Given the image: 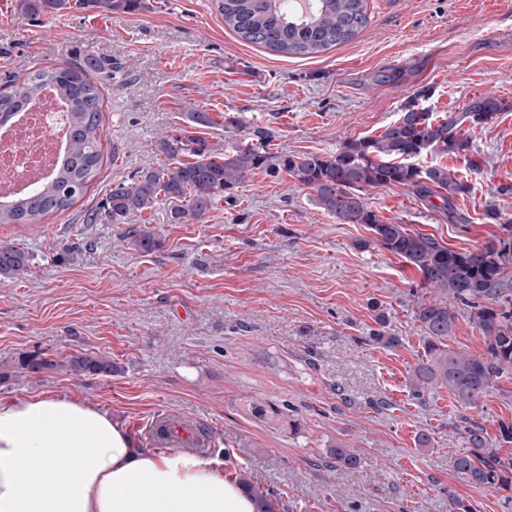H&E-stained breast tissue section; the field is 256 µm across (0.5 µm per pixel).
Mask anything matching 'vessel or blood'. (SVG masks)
I'll return each mask as SVG.
<instances>
[{
	"label": "vessel or blood",
	"mask_w": 512,
	"mask_h": 512,
	"mask_svg": "<svg viewBox=\"0 0 512 512\" xmlns=\"http://www.w3.org/2000/svg\"><path fill=\"white\" fill-rule=\"evenodd\" d=\"M145 432L152 445L161 449L176 448L205 455L215 445L208 428L168 411L155 414Z\"/></svg>",
	"instance_id": "1"
}]
</instances>
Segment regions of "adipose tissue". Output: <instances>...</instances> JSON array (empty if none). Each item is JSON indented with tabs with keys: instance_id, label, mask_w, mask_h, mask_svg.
<instances>
[{
	"instance_id": "ef3b65f1",
	"label": "adipose tissue",
	"mask_w": 512,
	"mask_h": 512,
	"mask_svg": "<svg viewBox=\"0 0 512 512\" xmlns=\"http://www.w3.org/2000/svg\"><path fill=\"white\" fill-rule=\"evenodd\" d=\"M197 456L134 445L101 410L50 394L0 401V512H254Z\"/></svg>"
}]
</instances>
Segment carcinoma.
I'll list each match as a JSON object with an SVG mask.
<instances>
[{
	"label": "carcinoma",
	"mask_w": 512,
	"mask_h": 512,
	"mask_svg": "<svg viewBox=\"0 0 512 512\" xmlns=\"http://www.w3.org/2000/svg\"><path fill=\"white\" fill-rule=\"evenodd\" d=\"M36 16L59 15L77 7L100 15L132 12L143 0H20ZM224 25L242 40L285 55L307 56L324 52L355 38L368 24L367 0H307L296 8L292 0H215ZM112 68L87 56L38 71L31 80L0 94V129L13 123L47 89L67 111L64 120L69 138L51 175L26 191L0 198V224H36L50 214L76 203L96 178L102 162L103 100L95 75ZM504 111L492 94L471 98L461 113L437 119L407 105L399 117L375 136L348 139L334 155L313 152L273 151L267 131L257 128L238 143L218 146L183 128L162 136L158 151L166 163L148 167L134 181L112 188L105 217L122 224L127 216L153 207L170 205L174 224L200 221L225 195L235 193L248 175L257 170L312 191V200L341 224H363L373 232L372 241L403 259L421 274L423 286L435 297L415 310L413 318L426 339V359L411 373L415 397L434 386L448 389L464 407L477 410L497 385L512 372V238L497 239L472 251L460 252L433 234L406 224H384L367 207V188L403 186L421 201L433 198L456 221V198L470 185L448 168L419 166L428 154L462 153L471 142L461 126H485ZM182 120L193 129L215 125L211 113L190 108ZM124 237L132 246L149 253L161 240L146 226H131ZM32 262L29 252L16 245L0 244V277L16 279ZM471 309L470 318L485 339L481 355L444 350L439 343L452 335L455 313L448 302ZM71 364L93 375L112 374V360L97 354L71 359ZM500 437L491 438L481 424L466 421L462 429L464 449L450 459L457 478L476 489L512 490V456L503 457V445L512 443V422L499 423ZM242 487L254 501L256 512H278L280 502L259 490L247 475Z\"/></svg>",
	"instance_id": "cac0c4a2"
}]
</instances>
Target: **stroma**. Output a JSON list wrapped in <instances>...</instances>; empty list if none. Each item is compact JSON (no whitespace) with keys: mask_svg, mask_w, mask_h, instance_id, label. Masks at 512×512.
Listing matches in <instances>:
<instances>
[{"mask_svg":"<svg viewBox=\"0 0 512 512\" xmlns=\"http://www.w3.org/2000/svg\"><path fill=\"white\" fill-rule=\"evenodd\" d=\"M143 3L39 19L0 0V91L86 54L112 63L99 78L97 180L65 212L0 224V242L33 257L25 275L0 279V398H77L141 448L140 424L155 413L204 421L211 462L251 476L282 512H449L452 494L475 512H512V492L472 488L449 464L465 416L491 435L512 421V374L471 414L444 389L413 396L425 353L413 312L432 292L404 260L368 246L366 226L336 223L309 189L262 171L193 224L171 223L165 202L122 225L90 218L116 183L163 164L157 141L189 106L269 130L272 150L327 155L379 133L409 102L443 116L491 93L505 110L469 130L467 154L421 161L468 180L460 222L401 187L364 198L380 221L460 251L512 236V193L499 191L512 185V0H367V27L310 57L241 40L215 0ZM129 224L154 228L161 246L134 250ZM376 330L400 346L372 342ZM92 352L112 359V376L70 368ZM30 354L49 368L26 373ZM336 447L358 466L337 465Z\"/></svg>","mask_w":512,"mask_h":512,"instance_id":"stroma-1","label":"stroma"}]
</instances>
